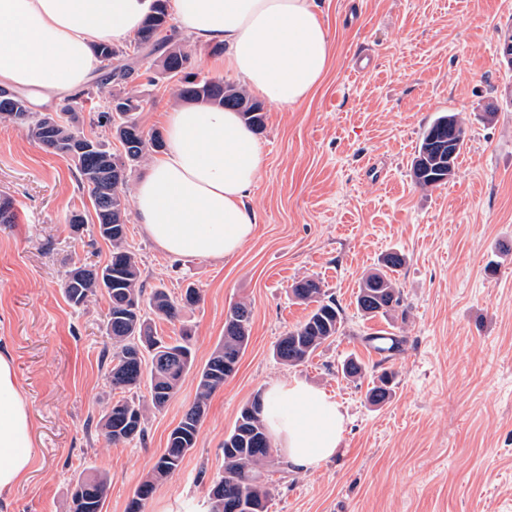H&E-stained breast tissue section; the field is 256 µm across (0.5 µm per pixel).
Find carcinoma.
Listing matches in <instances>:
<instances>
[{
  "instance_id": "carcinoma-1",
  "label": "carcinoma",
  "mask_w": 512,
  "mask_h": 512,
  "mask_svg": "<svg viewBox=\"0 0 512 512\" xmlns=\"http://www.w3.org/2000/svg\"><path fill=\"white\" fill-rule=\"evenodd\" d=\"M168 0H151L149 11L136 35L137 52L103 42L99 56L108 62L105 77L96 82V89L112 82L126 84L135 73L131 60L138 52L153 47L165 49L160 64L168 78L177 79V96L193 104L232 108L255 129L263 125L260 103L245 91L222 78L197 79L188 68L190 55L180 46L165 47L158 36L168 23ZM92 90H83L69 99L59 112L51 115L18 107L26 98L17 92L0 89V119L19 122L27 127L29 137L54 154L71 159L75 165L79 188L88 194L95 214V225L102 239L111 246L110 257L102 267H74L63 281V291L74 307L86 305L98 293L108 298L104 320L110 349L103 358L108 379L114 389L131 393L111 404L98 421L105 440L110 444L131 441L145 436L146 411L160 410L177 391L183 376L193 368L195 355L188 336L166 341L154 334L151 316L175 320L181 308L200 300L194 288H186L180 299H173L164 289L155 288L145 294L137 255L127 243V213L131 199L127 189V173L105 167L112 156L97 137L84 134L76 126L72 103ZM112 100L123 111L102 112L97 117L101 126H112L122 145L128 166L140 163L147 152L162 147L157 134H146L134 118L141 107L133 92H117ZM451 143L454 157H459L465 142V129L459 115H439L423 131L411 165V176L422 188L437 187L448 182V165L430 150L431 139ZM405 264L399 252H390L382 259L383 270L364 277L356 295L358 312L369 318H388L401 308L402 297L392 274ZM292 296L315 308L306 319L288 330L277 342L276 358L288 365L309 359L323 344L336 338L343 322V310L336 299L324 289L318 278H304L291 286ZM252 321V308L245 303L235 305L224 325V341L198 370V395L185 411L178 426L169 434L167 446L152 472L136 488L127 512H144L146 501L156 484L181 468L187 452L194 447L206 401L236 370L246 346ZM149 356H144V353ZM392 373L382 372L368 391L371 403L380 405L392 397ZM146 389V394L138 390ZM271 457V441L261 416V396L240 411L231 433L224 439V470L217 475L220 485L210 489V512H231L237 502H244L242 512H267L270 489L261 466ZM83 481L82 508L70 506V512H103L108 480L103 474L78 476Z\"/></svg>"
}]
</instances>
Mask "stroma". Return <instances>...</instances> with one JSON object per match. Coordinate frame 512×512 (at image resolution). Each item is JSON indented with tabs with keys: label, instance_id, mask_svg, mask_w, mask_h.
<instances>
[{
	"label": "stroma",
	"instance_id": "obj_1",
	"mask_svg": "<svg viewBox=\"0 0 512 512\" xmlns=\"http://www.w3.org/2000/svg\"><path fill=\"white\" fill-rule=\"evenodd\" d=\"M318 4L332 58L305 101L263 105V168L248 201L257 224L238 253L167 255L128 216L145 288L200 292L177 320L153 324L161 336L188 332L197 367L223 340L230 308L253 310L236 371L210 396L194 448L145 512H205L241 408L271 383L295 379L340 404L345 430L312 471L273 453L268 512H512V66L500 51L512 34V0ZM361 56L372 63L364 74ZM159 59L140 57L129 83L150 132L162 131V113L176 103ZM443 112L459 114L465 145L448 183L424 189L410 166L424 128ZM1 198L17 221L0 224V352L26 401L33 456L0 493V512H69L75 475L99 471L110 481L104 512H126L194 403L196 374L149 411L144 439L107 444L97 423L120 396L101 364L107 300L76 308L61 285L80 263L105 264L109 245L92 224L76 232L68 222L72 211L91 210L71 163L8 120H0ZM394 251L406 259L395 275L406 317H363L359 283ZM307 276L334 295L344 325L308 360L286 366L274 349L311 310L290 292ZM381 330L404 339L386 358L367 342ZM350 358L361 362L360 377L343 375ZM385 370L393 395L371 404L367 391Z\"/></svg>",
	"mask_w": 512,
	"mask_h": 512
}]
</instances>
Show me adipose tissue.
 Here are the masks:
<instances>
[{
	"label": "adipose tissue",
	"mask_w": 512,
	"mask_h": 512,
	"mask_svg": "<svg viewBox=\"0 0 512 512\" xmlns=\"http://www.w3.org/2000/svg\"><path fill=\"white\" fill-rule=\"evenodd\" d=\"M147 0H0V87L37 102L83 88L100 66L96 44L140 27ZM172 38L220 44L217 67L258 98L292 107L322 80L332 43L316 0H173ZM163 152L139 179L133 203L145 235L165 254L220 260L252 236L247 200L263 156L239 113L175 105L165 114ZM264 419L290 468L313 470L333 456L345 418L319 388L272 385ZM31 421L11 359L0 354V492L27 471Z\"/></svg>",
	"instance_id": "1"
}]
</instances>
